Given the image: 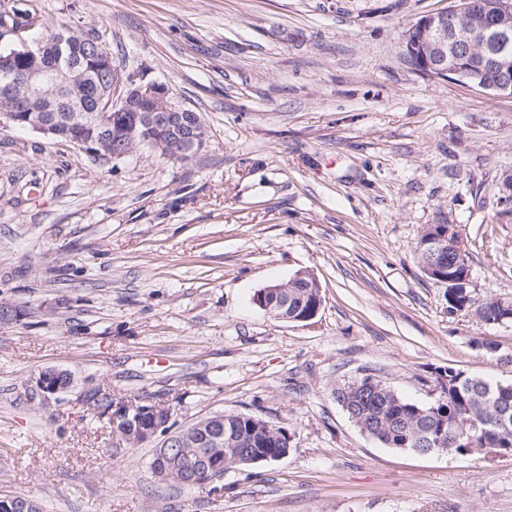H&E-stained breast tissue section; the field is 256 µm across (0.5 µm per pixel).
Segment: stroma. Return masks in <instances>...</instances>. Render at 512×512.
Listing matches in <instances>:
<instances>
[{"instance_id": "obj_1", "label": "stroma", "mask_w": 512, "mask_h": 512, "mask_svg": "<svg viewBox=\"0 0 512 512\" xmlns=\"http://www.w3.org/2000/svg\"><path fill=\"white\" fill-rule=\"evenodd\" d=\"M448 0H0L98 38L120 83L197 112L188 161L101 166L0 127V494L43 512H512V455L381 446L336 403L372 371L432 401L448 368L512 384V322L449 312L422 271L454 225L476 299L512 301V97L411 67L406 31ZM323 304L277 321L253 294L297 270ZM73 383L44 402L41 370ZM169 401L172 424L247 413L284 458L208 492L165 482L157 442L118 448L96 386Z\"/></svg>"}]
</instances>
